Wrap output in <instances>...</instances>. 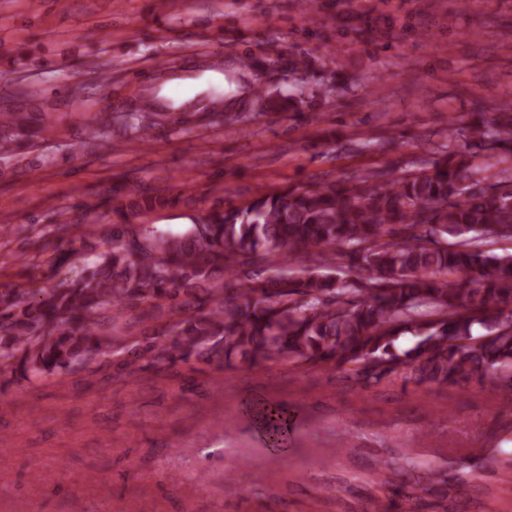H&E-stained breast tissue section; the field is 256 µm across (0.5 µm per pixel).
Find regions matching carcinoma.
<instances>
[{
	"mask_svg": "<svg viewBox=\"0 0 512 512\" xmlns=\"http://www.w3.org/2000/svg\"><path fill=\"white\" fill-rule=\"evenodd\" d=\"M137 109L127 128L150 140L171 115ZM469 148L512 154V113L480 106ZM485 169L448 149L431 172L395 178L367 170L346 181L261 192L216 208L180 234L109 224L112 250L73 253L48 288L0 293V402L13 379L39 384L97 360L125 370L214 361L344 368L372 383L454 387L489 381L512 390V253L482 249L512 239V166L483 185ZM511 189L500 192L502 184ZM454 241H448V238ZM318 248L316 253L304 249ZM330 261L344 279L292 276L295 261ZM270 271L259 282L247 267ZM466 273L461 279L454 278ZM143 303L168 309L150 336H120L103 312ZM409 334L413 343L402 348ZM273 448L288 444L285 404H247Z\"/></svg>",
	"mask_w": 512,
	"mask_h": 512,
	"instance_id": "obj_1",
	"label": "carcinoma"
}]
</instances>
